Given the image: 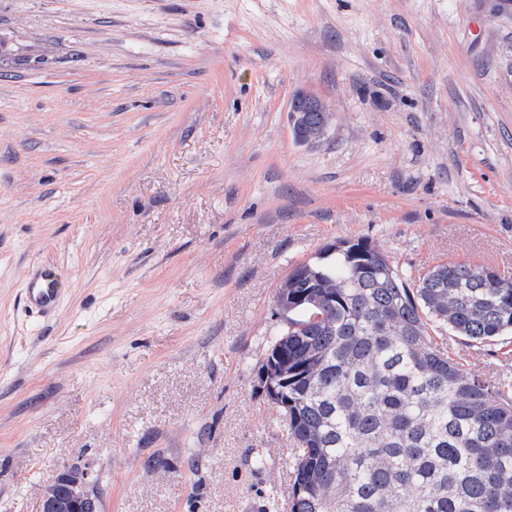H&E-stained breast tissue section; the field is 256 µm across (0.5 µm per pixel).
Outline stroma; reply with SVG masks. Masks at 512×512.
Segmentation results:
<instances>
[{"instance_id":"obj_1","label":"stroma","mask_w":512,"mask_h":512,"mask_svg":"<svg viewBox=\"0 0 512 512\" xmlns=\"http://www.w3.org/2000/svg\"><path fill=\"white\" fill-rule=\"evenodd\" d=\"M0 41V512L83 463L104 512H289L288 273L362 239L512 277V0H0ZM433 335L512 384V336ZM318 100L319 99L311 95L296 94L290 103L289 112L292 110L295 112H300L303 116L305 125L309 127L320 126L324 119L323 112H325V121L322 129L319 132L308 134L304 142L305 145H314L320 143L325 137L327 130L333 121L334 113L331 112L323 102H319V112L317 111L315 104ZM296 120L297 117L293 112H291L292 127L296 123ZM64 271L53 263H41L28 270L23 286L24 301L43 316L54 314L66 292Z\"/></svg>"}]
</instances>
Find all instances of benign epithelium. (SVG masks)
<instances>
[{
  "label": "benign epithelium",
  "mask_w": 512,
  "mask_h": 512,
  "mask_svg": "<svg viewBox=\"0 0 512 512\" xmlns=\"http://www.w3.org/2000/svg\"><path fill=\"white\" fill-rule=\"evenodd\" d=\"M318 110L325 113V121L320 131L307 135V145L320 143L333 121L334 113L324 103H319ZM97 484L98 475L89 467L61 468L44 486L36 512H94Z\"/></svg>",
  "instance_id": "1"
}]
</instances>
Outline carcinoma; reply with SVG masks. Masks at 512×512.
Instances as JSON below:
<instances>
[{
    "label": "carcinoma",
    "instance_id": "1",
    "mask_svg": "<svg viewBox=\"0 0 512 512\" xmlns=\"http://www.w3.org/2000/svg\"><path fill=\"white\" fill-rule=\"evenodd\" d=\"M316 103L290 109L317 127ZM285 287L265 361L295 445L290 512H512V395L429 334H512V279L448 262L413 283L368 241L338 240Z\"/></svg>",
    "mask_w": 512,
    "mask_h": 512
}]
</instances>
